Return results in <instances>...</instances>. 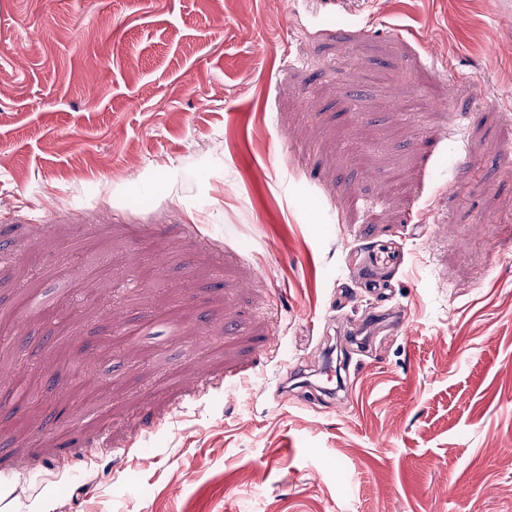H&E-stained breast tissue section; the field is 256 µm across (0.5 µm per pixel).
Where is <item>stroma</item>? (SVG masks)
Instances as JSON below:
<instances>
[{
	"mask_svg": "<svg viewBox=\"0 0 512 512\" xmlns=\"http://www.w3.org/2000/svg\"><path fill=\"white\" fill-rule=\"evenodd\" d=\"M0 301V512H512V0H0Z\"/></svg>",
	"mask_w": 512,
	"mask_h": 512,
	"instance_id": "stroma-1",
	"label": "stroma"
}]
</instances>
